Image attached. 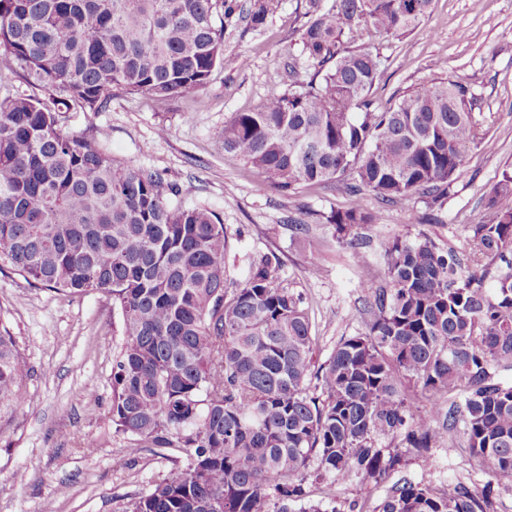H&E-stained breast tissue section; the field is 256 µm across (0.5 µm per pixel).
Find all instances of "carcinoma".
<instances>
[{"instance_id":"1","label":"carcinoma","mask_w":512,"mask_h":512,"mask_svg":"<svg viewBox=\"0 0 512 512\" xmlns=\"http://www.w3.org/2000/svg\"><path fill=\"white\" fill-rule=\"evenodd\" d=\"M433 0H310L301 35L308 75L255 112L224 124L235 153L287 192L349 177L354 200L324 216L352 245L385 202L425 195L441 204L468 147L480 143L467 89L420 85L378 112L379 61L363 32L403 35ZM278 0L247 11L264 24ZM226 0H0V66L36 92L0 98V263L47 288L104 292L119 304L124 343L112 366L115 433L149 448H180L183 464L123 512H291L304 483L356 474L378 481L459 428L470 453L512 479V176L487 195L463 260L427 234L379 243L386 287L363 283L366 332L340 340L314 372L315 336L301 295L274 254L230 288L224 224L205 205L168 199L161 173L117 163L104 135L62 131L68 112H100L117 90L200 99L224 62ZM360 43L349 50L344 41ZM505 264L493 291L488 266ZM315 376L316 395L309 376ZM464 395L442 412V398ZM26 376L0 323V416L20 405ZM398 435L387 452L379 437ZM314 472H309L311 461ZM451 482H404L380 512H487Z\"/></svg>"}]
</instances>
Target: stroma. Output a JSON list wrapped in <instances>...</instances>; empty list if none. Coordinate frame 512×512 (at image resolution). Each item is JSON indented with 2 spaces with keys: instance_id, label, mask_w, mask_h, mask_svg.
Wrapping results in <instances>:
<instances>
[{
  "instance_id": "1",
  "label": "stroma",
  "mask_w": 512,
  "mask_h": 512,
  "mask_svg": "<svg viewBox=\"0 0 512 512\" xmlns=\"http://www.w3.org/2000/svg\"><path fill=\"white\" fill-rule=\"evenodd\" d=\"M310 18L309 0H280L257 28L233 12L224 20V65L214 70L200 100L120 93L105 111L69 112L65 128L104 130V146L116 161L164 172L179 187L183 205L201 203L220 214L228 283L245 278L252 258L276 254L283 277L308 309L321 364L341 338L366 330L367 296L360 284L382 269V239L423 232L471 253V225L503 173L512 174V0H433L411 32L373 38L377 107L395 105L415 86L453 79L468 90L481 141L468 150L442 207L428 208L419 196L385 204L363 194L364 209L377 216L361 230L368 241L365 267L323 226L324 215L350 202L343 183L287 197L261 188L260 175L222 144L232 113L256 110L271 95L287 92L293 72H305L301 34ZM292 217L309 225V237L288 230ZM312 238L322 265L316 277L306 273ZM0 320L28 374L26 400L0 419V512H121L130 498L182 464L179 451L141 448L113 432L112 363L123 330L110 295L36 287L5 266ZM406 480L432 488L461 482L476 494L490 482L455 432L377 483L355 475L330 486L307 480L304 501L321 503L324 512H375L391 487ZM493 485L490 512H512V480Z\"/></svg>"
}]
</instances>
